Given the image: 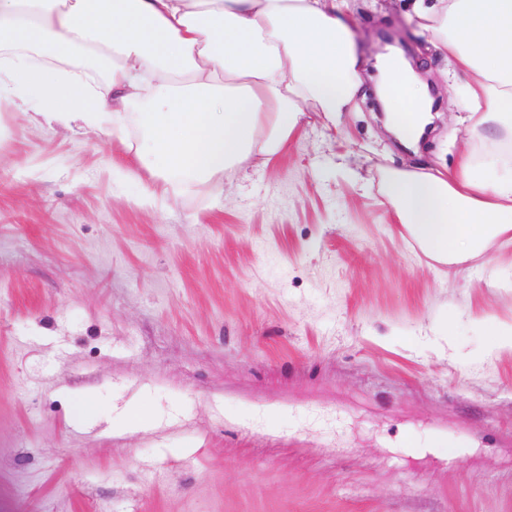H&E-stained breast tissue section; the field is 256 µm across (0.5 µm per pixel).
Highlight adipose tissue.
Returning a JSON list of instances; mask_svg holds the SVG:
<instances>
[{
	"instance_id": "adipose-tissue-1",
	"label": "adipose tissue",
	"mask_w": 512,
	"mask_h": 512,
	"mask_svg": "<svg viewBox=\"0 0 512 512\" xmlns=\"http://www.w3.org/2000/svg\"><path fill=\"white\" fill-rule=\"evenodd\" d=\"M465 77L469 139L455 171L386 168L395 223L444 265L512 244V0L415 4ZM362 66L346 0H0V105L71 133L142 132L134 162L163 200L270 163L308 113L352 111ZM389 128L416 144L428 90L395 55L379 65Z\"/></svg>"
}]
</instances>
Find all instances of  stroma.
I'll list each match as a JSON object with an SVG mask.
<instances>
[{"mask_svg": "<svg viewBox=\"0 0 512 512\" xmlns=\"http://www.w3.org/2000/svg\"><path fill=\"white\" fill-rule=\"evenodd\" d=\"M348 13L364 70L391 32L444 91L417 152L370 81L223 205L163 202L117 138L0 108V512H512V247L438 265L346 175L456 167L461 77L413 0Z\"/></svg>", "mask_w": 512, "mask_h": 512, "instance_id": "obj_1", "label": "stroma"}]
</instances>
